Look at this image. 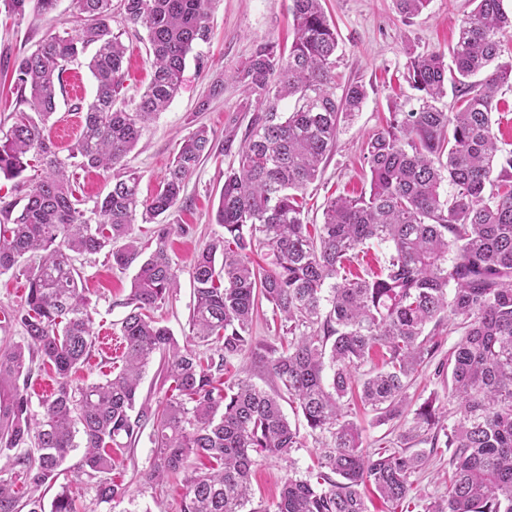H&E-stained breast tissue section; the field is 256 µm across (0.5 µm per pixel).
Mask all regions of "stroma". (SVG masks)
Returning <instances> with one entry per match:
<instances>
[{
  "mask_svg": "<svg viewBox=\"0 0 512 512\" xmlns=\"http://www.w3.org/2000/svg\"><path fill=\"white\" fill-rule=\"evenodd\" d=\"M290 4L291 0H214L211 39L200 47L207 61L206 69L198 70L195 61H187L178 94L167 110L150 124L129 156L130 166L142 175V198L154 193L179 142L196 126H207L221 138L229 134L243 135L250 114L244 109L240 89L230 76L250 56L256 44L272 41L284 49L290 46L293 39ZM324 9L338 32V81L363 84L367 98L353 119L341 122L336 147L325 163L322 176L308 189V221L312 224L321 223L328 197L356 196L368 190L370 173L362 157L364 140L384 124L393 104L407 110L419 105L416 91L402 76L408 53L451 52L458 25L473 6L470 0H430L427 8L410 20L398 14L394 0H325ZM81 24L75 0H59L56 11L50 14L38 13L31 6L21 16L0 14V130L10 127L17 109L11 82L15 59L34 51L47 34L73 32ZM122 41L127 47L124 93L131 97L143 91L150 81L146 33L130 28ZM218 80L223 81L224 90L214 97L210 89ZM94 94L95 83L88 69L72 64L64 75V92L47 128L59 149H67L78 138L82 114L77 107L89 104ZM230 163V158L224 156L202 162L186 181L180 201L159 218L160 223L177 227L170 238L169 254L179 270V287L154 315L179 343L192 344L205 357L218 356L219 346L190 340L188 319L193 303L190 265L199 249L224 232L215 222V212L224 171ZM75 266L91 302L96 337L94 348L75 377L81 382H98L110 377L113 366L120 363L124 346L119 327L128 312L125 301L136 270L113 266L102 254L78 258ZM26 293L23 276L12 271L0 274V345L21 341L22 330L11 322L10 315ZM353 419L360 428L363 448L370 452L383 446H396L398 432L405 429L399 421L378 423L375 413L359 404L353 408ZM154 457L155 448L145 432L112 471V478L125 485L131 495L130 501L121 504L123 512H155L159 506L166 512H180L184 493L180 481L155 484L147 480ZM315 459V443L309 439L304 448L294 453L292 462L260 461L252 477L255 501L271 504L289 472L306 474ZM449 469L448 451L437 449L426 470L414 476L411 500L399 506L372 494L367 500L369 512H412L417 499L447 495Z\"/></svg>",
  "mask_w": 512,
  "mask_h": 512,
  "instance_id": "1",
  "label": "stroma"
}]
</instances>
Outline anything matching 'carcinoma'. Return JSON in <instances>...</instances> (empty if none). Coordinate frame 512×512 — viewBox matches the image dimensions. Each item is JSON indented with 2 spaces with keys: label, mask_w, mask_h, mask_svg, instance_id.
<instances>
[{
  "label": "carcinoma",
  "mask_w": 512,
  "mask_h": 512,
  "mask_svg": "<svg viewBox=\"0 0 512 512\" xmlns=\"http://www.w3.org/2000/svg\"><path fill=\"white\" fill-rule=\"evenodd\" d=\"M31 1L44 14L57 6L0 0V11L21 15ZM212 2L76 0L84 25L46 36L16 60L14 91L23 109L0 137V177L19 178L33 164L39 174L22 208L0 196V273L18 272L28 288L12 315L23 341L0 347V455H14L17 468L14 478L0 479V512H44V495L56 486L50 512H81L71 484L58 483L62 463L78 448L75 469L96 479L98 502L124 499L127 487L109 474L149 424V481L185 471L193 456L213 462L185 475L180 512H368L367 486L400 503L427 460L406 448L366 452L349 399L358 385L378 422L400 419L411 381L431 364L448 380V402L425 400L398 439L450 449L452 470L448 495L415 507L512 512V149L494 132L499 92L512 87V62H499L512 40V10L504 0H472L452 61L441 51L409 55L406 76L420 93L419 107L390 113L386 127L364 142L369 192L327 200L322 223L310 226L307 190L322 175L341 120L367 98L356 82L337 89L336 27L322 0H291L288 53L261 42L232 75L258 104L241 143L196 127L156 192L140 197L141 174L127 157L175 96L188 55L207 66L194 49L210 38ZM394 2L408 20L430 0ZM115 23L147 33L152 78L127 100L120 98L126 47ZM90 49L96 94L64 155L47 126L63 74ZM450 86L457 106L446 112L438 103ZM289 98L294 107L284 111ZM215 155H234L237 164L224 170L215 215L224 235L192 261L189 330L201 342L221 343L219 357L205 360L150 315L179 285L167 248L173 226H157L147 254L133 224L155 223L201 161ZM77 168L112 172V190L87 206L76 196ZM445 182L454 189L446 199ZM371 241L389 249L384 272L348 276L346 266ZM102 252L120 268L138 263L120 327L123 363L103 381L77 384L72 374L95 336L74 261ZM263 302L271 306L278 346L252 336ZM457 331L448 354L437 358L442 336ZM35 353L57 378L39 413L20 386ZM157 353L171 385L156 406L137 412L141 380ZM246 353L265 364L277 389L267 392L248 378L222 381L227 364ZM285 399L318 444L316 469L289 476L276 503L249 510L260 458L290 461L302 447ZM18 481L29 489L24 502Z\"/></svg>",
  "instance_id": "obj_1"
}]
</instances>
